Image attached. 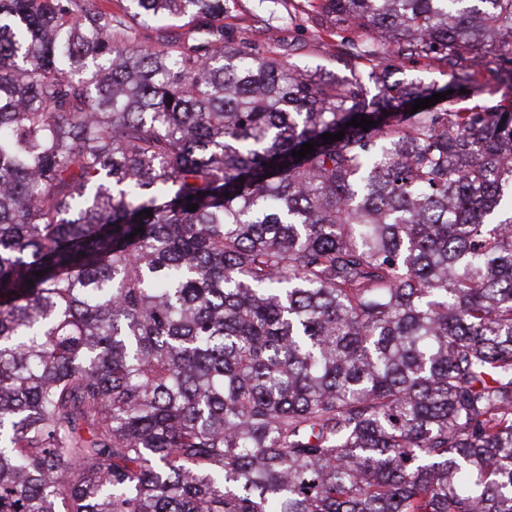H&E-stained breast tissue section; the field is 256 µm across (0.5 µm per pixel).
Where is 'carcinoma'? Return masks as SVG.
Wrapping results in <instances>:
<instances>
[{
  "instance_id": "cac0c4a2",
  "label": "carcinoma",
  "mask_w": 512,
  "mask_h": 512,
  "mask_svg": "<svg viewBox=\"0 0 512 512\" xmlns=\"http://www.w3.org/2000/svg\"><path fill=\"white\" fill-rule=\"evenodd\" d=\"M130 2L0 0V512H512V0H322L414 114ZM394 79H400L405 82H419L425 85H435V87H444L448 84V75L446 68H439L436 65H427L420 62L414 66H408L403 70L398 69Z\"/></svg>"
}]
</instances>
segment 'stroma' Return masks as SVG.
Segmentation results:
<instances>
[{
	"mask_svg": "<svg viewBox=\"0 0 512 512\" xmlns=\"http://www.w3.org/2000/svg\"><path fill=\"white\" fill-rule=\"evenodd\" d=\"M224 38L288 61L301 70L343 79L332 24L309 0H225Z\"/></svg>",
	"mask_w": 512,
	"mask_h": 512,
	"instance_id": "obj_1",
	"label": "stroma"
}]
</instances>
